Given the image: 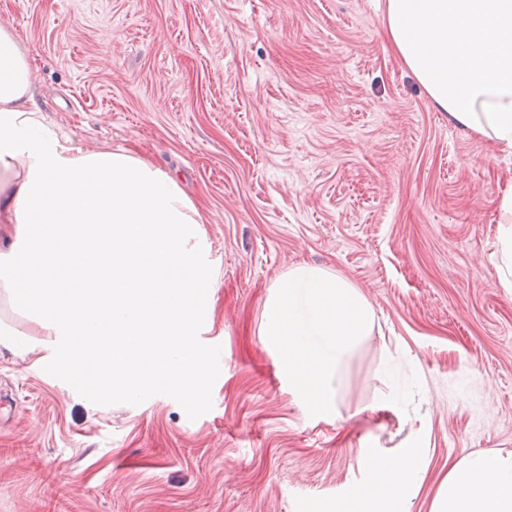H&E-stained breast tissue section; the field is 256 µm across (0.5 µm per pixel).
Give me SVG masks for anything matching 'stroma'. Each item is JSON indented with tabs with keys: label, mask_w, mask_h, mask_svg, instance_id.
Wrapping results in <instances>:
<instances>
[{
	"label": "stroma",
	"mask_w": 512,
	"mask_h": 512,
	"mask_svg": "<svg viewBox=\"0 0 512 512\" xmlns=\"http://www.w3.org/2000/svg\"><path fill=\"white\" fill-rule=\"evenodd\" d=\"M0 26L58 137L180 180L213 272L195 395L150 383L94 404L51 346L0 352V512H336L366 479L361 448L418 431L405 512H429L449 463L512 452V295L494 269L512 158L433 107L383 0H0ZM300 263L376 315L328 419L304 413L259 331Z\"/></svg>",
	"instance_id": "obj_1"
}]
</instances>
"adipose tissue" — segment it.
Returning a JSON list of instances; mask_svg holds the SVG:
<instances>
[{
  "label": "adipose tissue",
  "instance_id": "adipose-tissue-1",
  "mask_svg": "<svg viewBox=\"0 0 512 512\" xmlns=\"http://www.w3.org/2000/svg\"><path fill=\"white\" fill-rule=\"evenodd\" d=\"M391 45L454 125L512 156V0H385ZM204 217L175 176L128 148L73 151L48 135L29 56L0 27V297L58 343L91 400L127 399L151 378L204 381L196 291L213 279ZM495 274L512 293V185L499 202ZM425 444L360 451L369 479L341 512H400ZM430 512H512V454L455 462Z\"/></svg>",
  "mask_w": 512,
  "mask_h": 512
}]
</instances>
